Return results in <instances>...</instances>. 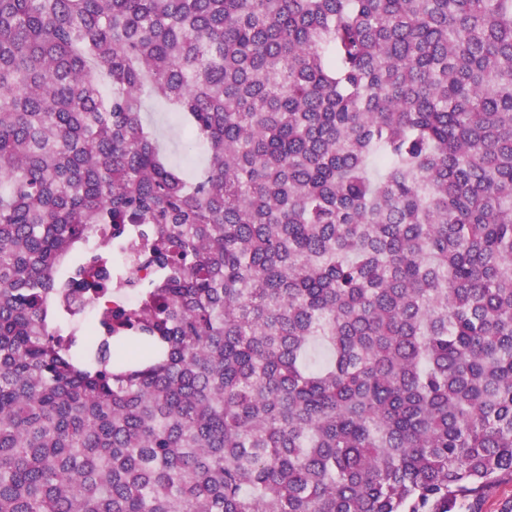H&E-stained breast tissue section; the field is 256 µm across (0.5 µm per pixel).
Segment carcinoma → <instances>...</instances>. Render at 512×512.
<instances>
[{"mask_svg":"<svg viewBox=\"0 0 512 512\" xmlns=\"http://www.w3.org/2000/svg\"><path fill=\"white\" fill-rule=\"evenodd\" d=\"M504 482L512 0H0V512H484ZM144 124L155 134L164 153L189 177L197 174L204 166L207 148L200 145L191 151L182 135L183 120L169 107L159 101L149 100L144 113Z\"/></svg>","mask_w":512,"mask_h":512,"instance_id":"cac0c4a2","label":"carcinoma"}]
</instances>
